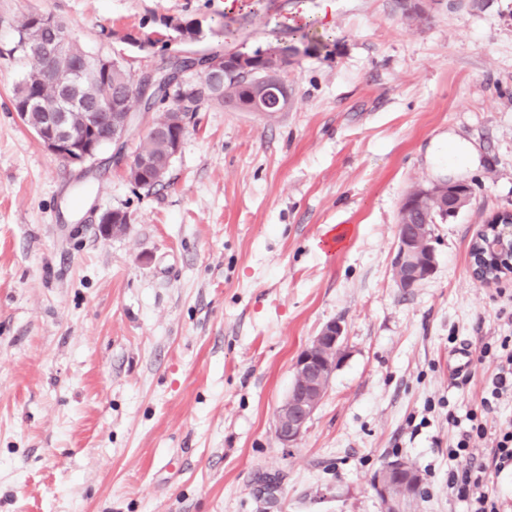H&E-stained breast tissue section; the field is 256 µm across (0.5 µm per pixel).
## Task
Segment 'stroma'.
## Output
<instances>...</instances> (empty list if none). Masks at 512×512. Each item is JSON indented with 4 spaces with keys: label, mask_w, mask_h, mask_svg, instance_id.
Returning a JSON list of instances; mask_svg holds the SVG:
<instances>
[{
    "label": "stroma",
    "mask_w": 512,
    "mask_h": 512,
    "mask_svg": "<svg viewBox=\"0 0 512 512\" xmlns=\"http://www.w3.org/2000/svg\"><path fill=\"white\" fill-rule=\"evenodd\" d=\"M424 9L0 0V512H268L264 476L281 485L277 512H383L372 479L396 458L422 478L411 512H466L448 491V416L479 408L494 366L477 355L512 336V277L469 272L479 226L512 209V0ZM33 11L136 76L280 43L288 108L200 104L149 191L113 157L137 151L153 113L72 164L12 106ZM167 19L197 22V39ZM445 180L471 202L434 225V273L398 288L401 202ZM113 210L129 225L102 236ZM333 320L344 358L301 441L280 448L293 361Z\"/></svg>",
    "instance_id": "obj_1"
}]
</instances>
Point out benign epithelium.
Returning a JSON list of instances; mask_svg holds the SVG:
<instances>
[{
	"label": "benign epithelium",
	"instance_id": "7a95c632",
	"mask_svg": "<svg viewBox=\"0 0 512 512\" xmlns=\"http://www.w3.org/2000/svg\"><path fill=\"white\" fill-rule=\"evenodd\" d=\"M69 37L59 32L51 40H41L35 48L48 58L55 59L65 52ZM254 56L241 52L205 54L202 84L197 89L172 93L178 79L167 78L166 100L172 101L169 108L177 118L182 131L170 145L171 155H176L182 145L187 128L188 113L184 107L192 101L218 96L224 85V70L231 67L243 72L253 69ZM84 79V69L70 67L50 70L45 80L54 84L57 91L56 111L46 113L42 124L37 126V137L44 148L53 155L62 157L73 164L82 165L95 158L100 150L98 129L109 126L110 140L120 145L135 127L137 115L133 112L112 111V97L99 98L91 111L82 113V122H73L72 107L80 104L73 92ZM288 94L284 83L276 84V90L260 88L253 96L252 110L261 114L271 105H280L281 95ZM469 185L461 182L441 181L419 186L410 191L404 201L411 199L424 205L431 201L439 203L447 211V217L454 218L469 202L459 190ZM478 232L483 237L484 250L506 265L505 272L494 277H480L475 268H470L473 280L482 285L495 284L512 276V210L491 213ZM436 267V253L433 246L432 230L428 224H401L398 226V245L393 262L394 278L398 287L409 289L430 277ZM343 359V326L338 321L327 323L311 343L304 348L293 363V384L283 400V410L275 413V437L284 449L296 446L308 429V424L324 397L336 367ZM418 476L404 460L387 462L381 472L375 475L373 486L385 505V512H403L400 491L403 486L417 482Z\"/></svg>",
	"mask_w": 512,
	"mask_h": 512
}]
</instances>
